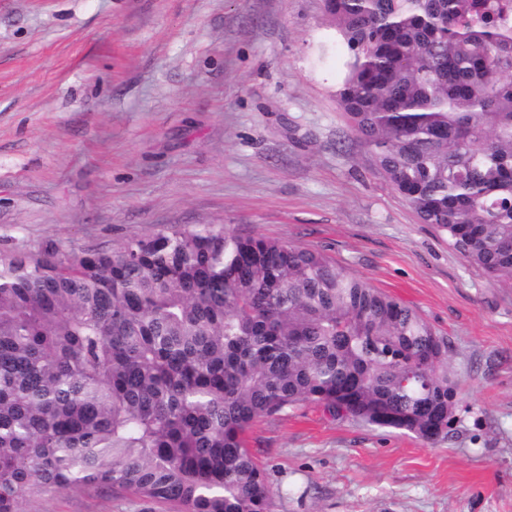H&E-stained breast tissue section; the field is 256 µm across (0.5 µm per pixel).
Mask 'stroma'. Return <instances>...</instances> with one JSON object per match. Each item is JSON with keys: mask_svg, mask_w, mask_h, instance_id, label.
<instances>
[{"mask_svg": "<svg viewBox=\"0 0 512 512\" xmlns=\"http://www.w3.org/2000/svg\"><path fill=\"white\" fill-rule=\"evenodd\" d=\"M335 41L323 0H0V251L221 224L324 252L447 337L453 436L261 418L276 512H512V288L374 170ZM25 510L172 512L80 491Z\"/></svg>", "mask_w": 512, "mask_h": 512, "instance_id": "35a3bbf8", "label": "stroma"}]
</instances>
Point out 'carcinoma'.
I'll return each instance as SVG.
<instances>
[{"instance_id":"carcinoma-1","label":"carcinoma","mask_w":512,"mask_h":512,"mask_svg":"<svg viewBox=\"0 0 512 512\" xmlns=\"http://www.w3.org/2000/svg\"><path fill=\"white\" fill-rule=\"evenodd\" d=\"M339 107L377 171L512 287V0H324ZM315 404L449 437L448 340L320 251L216 224L69 255L0 252V512L78 489L275 512L248 446Z\"/></svg>"}]
</instances>
